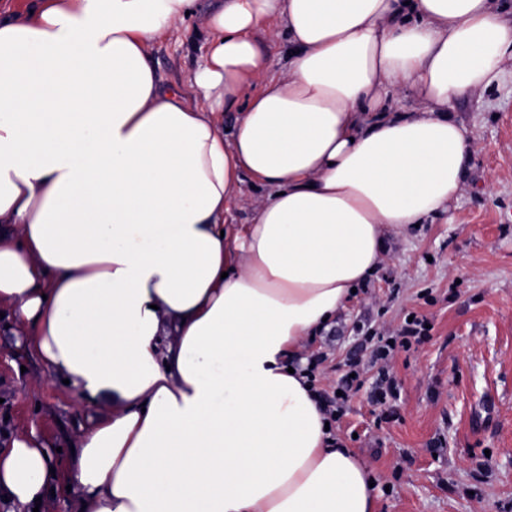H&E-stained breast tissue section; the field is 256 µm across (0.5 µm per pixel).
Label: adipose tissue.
<instances>
[{
	"label": "adipose tissue",
	"mask_w": 512,
	"mask_h": 512,
	"mask_svg": "<svg viewBox=\"0 0 512 512\" xmlns=\"http://www.w3.org/2000/svg\"><path fill=\"white\" fill-rule=\"evenodd\" d=\"M195 9L0 13V306L80 399L112 398L75 512H376L307 348L389 238L462 192L452 106L512 81V0H223L188 88H164L153 49ZM281 38L279 70L261 43ZM45 450L32 432L0 453L24 510L52 505Z\"/></svg>",
	"instance_id": "ef3b65f1"
}]
</instances>
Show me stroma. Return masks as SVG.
Instances as JSON below:
<instances>
[{
  "mask_svg": "<svg viewBox=\"0 0 512 512\" xmlns=\"http://www.w3.org/2000/svg\"><path fill=\"white\" fill-rule=\"evenodd\" d=\"M214 5L197 0L191 37L155 47L164 84L185 86L201 63ZM455 117L475 142L462 195L390 239L388 260L312 344L327 356L315 384L328 390L350 359L369 361L359 326L392 330L411 313L430 324L422 343L395 353V405L372 400L369 371L336 424L377 480V512H512V85L459 102ZM103 406L79 399L24 348L11 316L0 318L1 452L35 431L65 475Z\"/></svg>",
  "mask_w": 512,
  "mask_h": 512,
  "instance_id": "35a3bbf8",
  "label": "stroma"
}]
</instances>
